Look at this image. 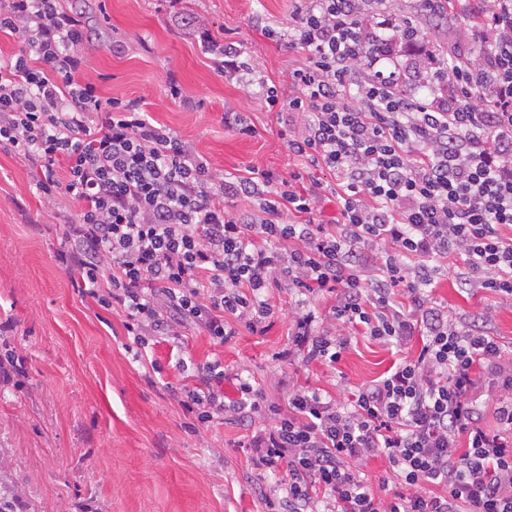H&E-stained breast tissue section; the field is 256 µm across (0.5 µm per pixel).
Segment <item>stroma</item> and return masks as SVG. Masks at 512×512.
<instances>
[{
    "mask_svg": "<svg viewBox=\"0 0 512 512\" xmlns=\"http://www.w3.org/2000/svg\"><path fill=\"white\" fill-rule=\"evenodd\" d=\"M84 11L91 37L81 51L84 79L102 99L139 101L151 118L193 145L219 177L250 170L280 177L301 172L332 185L328 171L307 168L281 136L284 118L269 111L264 87L280 100L292 93L289 74L305 61L291 44V0H65ZM233 44L248 68L241 79L217 71L201 46L198 25ZM465 21L425 24L420 50L448 56L465 49ZM279 32L269 39L266 29ZM177 80L182 96L171 99ZM240 112L257 133L227 128ZM39 171L24 156L0 149V342L23 358L25 375L0 381V485L16 512H267L264 491L276 477L255 470L240 422L192 427L179 403L212 360L246 370L269 401L290 390L338 393L383 375L394 351L353 339L336 367L275 364L288 345V290L275 292L264 335L240 330L223 345L194 328L176 342L158 341L134 359L120 308L105 309L82 293L77 272L61 268L67 222L78 203L50 201ZM433 300L466 321L491 312L487 328L512 352V298L461 286L454 272L435 277Z\"/></svg>",
    "mask_w": 512,
    "mask_h": 512,
    "instance_id": "35a3bbf8",
    "label": "stroma"
}]
</instances>
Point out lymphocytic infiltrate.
Segmentation results:
<instances>
[{"label": "lymphocytic infiltrate", "mask_w": 512, "mask_h": 512, "mask_svg": "<svg viewBox=\"0 0 512 512\" xmlns=\"http://www.w3.org/2000/svg\"><path fill=\"white\" fill-rule=\"evenodd\" d=\"M389 10V0H294L306 61L290 77L286 109L300 129L288 148L335 175L341 223L315 222L320 186L302 174L215 178L138 102L102 101L81 77L89 29L62 0H0V34L21 44L0 61V147L39 168L48 197L79 203L58 260L100 306L123 309L140 347L190 325L220 345L243 328L264 333L285 288L293 330L275 360L331 367L357 335L399 353L390 374L349 395L306 387L282 406L242 371L204 366L182 406L202 426L261 422L253 467L282 473L270 512H512V445L484 429L477 396L506 390L495 414L512 431L506 351L429 294L453 258L463 285L512 297V0H419L402 24L480 16L463 33L479 51L413 74L410 92L362 67L389 57L390 37L364 24ZM257 194L261 221L225 206ZM287 211L302 222L283 223ZM318 299L332 300L330 320ZM374 457L399 481L391 497L357 469Z\"/></svg>", "instance_id": "obj_1"}]
</instances>
